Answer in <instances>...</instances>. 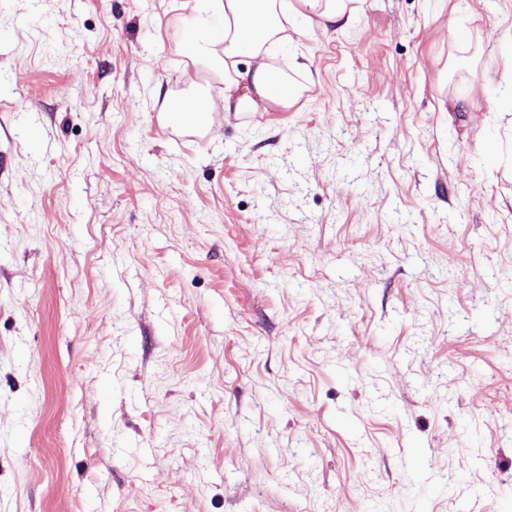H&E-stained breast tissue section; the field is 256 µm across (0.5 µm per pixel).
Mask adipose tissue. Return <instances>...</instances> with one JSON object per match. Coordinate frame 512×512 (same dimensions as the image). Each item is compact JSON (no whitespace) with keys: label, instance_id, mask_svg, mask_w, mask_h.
I'll list each match as a JSON object with an SVG mask.
<instances>
[{"label":"adipose tissue","instance_id":"obj_1","mask_svg":"<svg viewBox=\"0 0 512 512\" xmlns=\"http://www.w3.org/2000/svg\"><path fill=\"white\" fill-rule=\"evenodd\" d=\"M350 0H194L189 17L193 37L185 46L193 64L208 66L224 84V109L228 112L285 111L300 97L286 77L270 66L272 46L288 42L289 29L336 22ZM221 21L211 33L212 17ZM250 66H242V59ZM191 111H182V104ZM164 110L170 119L204 124L210 112L206 88L190 81L187 93L168 98Z\"/></svg>","mask_w":512,"mask_h":512}]
</instances>
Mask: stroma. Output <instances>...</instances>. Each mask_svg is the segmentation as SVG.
Returning <instances> with one entry per match:
<instances>
[{
    "label": "stroma",
    "mask_w": 512,
    "mask_h": 512,
    "mask_svg": "<svg viewBox=\"0 0 512 512\" xmlns=\"http://www.w3.org/2000/svg\"><path fill=\"white\" fill-rule=\"evenodd\" d=\"M354 5L206 130L190 0H0V512H512V0ZM186 80L189 84L188 92L178 97L168 98L164 104V112H167L170 119L174 121L182 123L189 121L207 125L208 115L211 112L207 90L202 84L189 76ZM182 103L191 104V112H187L189 110L188 105L185 106L186 112H178Z\"/></svg>",
    "instance_id": "stroma-1"
}]
</instances>
